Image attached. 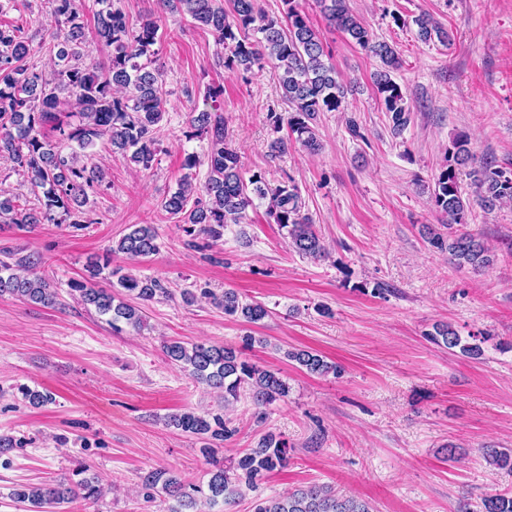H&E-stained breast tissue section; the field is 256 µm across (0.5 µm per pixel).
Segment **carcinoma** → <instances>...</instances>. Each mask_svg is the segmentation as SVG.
Returning <instances> with one entry per match:
<instances>
[{
  "label": "carcinoma",
  "mask_w": 512,
  "mask_h": 512,
  "mask_svg": "<svg viewBox=\"0 0 512 512\" xmlns=\"http://www.w3.org/2000/svg\"><path fill=\"white\" fill-rule=\"evenodd\" d=\"M172 13L191 19V23L208 29L223 46L225 69L248 74L254 68L273 61L285 101L291 106L287 125L289 136L309 151L319 148L315 124L321 112L344 110L346 88L336 67L329 62L319 32L308 22L297 0H283L284 16L275 17L259 9L257 0H232V14H227L218 0H160ZM324 17L362 49L377 56L383 69L374 75V86L387 112L392 128L399 131L409 121L404 95L391 72L400 65L395 49L386 42L374 41L367 28L352 12L349 0H316ZM98 9L97 35L112 48L108 63L79 61L84 42V23L76 0H51L52 12L64 18V26L54 36L49 52L56 59L53 77L46 79L27 64L29 44L21 37L22 27L0 26V154L14 163L31 186L41 191L43 203L37 207H18L14 199L0 190V222L22 228L33 227L52 219L59 210L70 223H88L84 206L88 189L103 180L94 166L79 163L78 154L68 155L41 138V129L52 126L60 140L74 142L85 151L96 141L108 137L112 149L121 152L131 163L148 169L158 150L160 123L166 113L167 91L161 66L157 64L154 46L160 42V25L146 17L134 23L112 0H94ZM418 38L427 43L449 40V33L428 14L414 18ZM68 120H63V117ZM199 134L209 135L205 160L207 176L202 186H192L184 177L179 188L166 197L162 208L191 234L194 226L213 241L224 235V225L240 223L252 205V196L268 200V213L287 232L290 246L300 255L314 260L326 256V248L308 215L302 213L301 197L295 186L284 181L269 186L260 175L244 182L236 149L226 142L224 121L205 109L192 117ZM191 153L184 166L192 170L203 162ZM474 161L468 137L456 136L448 148V164L435 177L433 200L450 224L466 223L471 206L457 177V167ZM480 205L491 209L500 202L512 201V174L484 162L472 171ZM432 247L448 253L457 268L475 272L488 267L491 255L474 235L462 233L429 239ZM131 259L147 258L159 251L157 234L148 225H134L112 248ZM104 266L97 260L86 265V277L71 282V290L81 301L108 315L112 331L122 332L123 322L135 330L143 326L142 316L120 293L143 302L170 292L155 278H139L115 268L103 275ZM105 276L108 287L98 288L94 280ZM9 293L36 304H53L57 293L46 279L35 275L21 276L13 265L0 261V294ZM224 310L227 316H240L258 323L269 316L260 302L246 301L232 289L220 295L201 290ZM427 338L448 349H459L463 356L477 357L482 348L468 343L451 325L435 326ZM256 342L253 336L242 337L236 349L224 345L193 344L171 341L163 346L170 361L186 368L198 383L217 392L224 407L238 401L241 393L250 395L258 417L261 408L288 398V383L279 373L264 369L244 357V351ZM285 357L297 362L309 373L338 375L340 367L307 350L287 351ZM18 392L29 405L43 407L55 402L47 391L25 385ZM168 423L203 443L200 452L211 466L206 484H185L167 469H153L141 476L140 493L147 503L163 491L176 502L170 512H200L198 504H216L237 495L241 486L255 488L267 474L288 463V442L281 436L265 433L257 446L224 463L219 449L231 442L238 430L224 417V412L198 415L193 411L168 416ZM26 440L14 435L0 436V458L23 448ZM103 494L99 477L82 460L75 462L71 473L38 485H20L11 498L24 505L25 512H53L61 504L77 499L96 500ZM483 512H512V495L489 494L482 498ZM254 512H369L367 503L356 498L338 497L334 491L320 486L296 490L286 496L256 502Z\"/></svg>",
  "instance_id": "1"
}]
</instances>
